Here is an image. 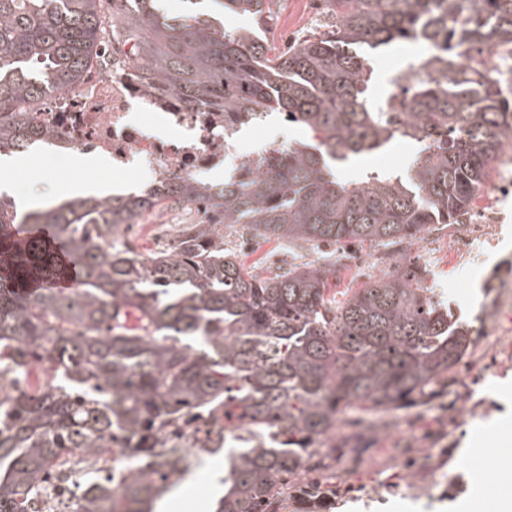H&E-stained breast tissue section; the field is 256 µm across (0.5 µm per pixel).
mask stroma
Segmentation results:
<instances>
[{"label": "stroma", "mask_w": 512, "mask_h": 512, "mask_svg": "<svg viewBox=\"0 0 512 512\" xmlns=\"http://www.w3.org/2000/svg\"><path fill=\"white\" fill-rule=\"evenodd\" d=\"M273 10L265 29L282 48L328 32L334 22L322 0H275ZM419 50V45L405 44L370 55L371 105L385 101L391 72ZM417 153V146L398 140L385 153L369 154L365 168L348 166L336 175L361 179L365 170L383 168L387 154L393 158L392 171L402 174ZM34 157V163L15 172L25 182L23 206L68 197L70 186L90 182L73 163L53 159L50 149L36 150ZM224 244L238 250L248 265L261 260L273 267L335 263L339 273L329 284L334 293L365 287L388 273L415 277L454 320L471 328L492 317L498 303L512 295V194L500 197L485 188L462 223L430 228L411 243H341L331 251L300 241L264 242L241 230L225 236ZM400 428L408 447L454 449V461L464 476L466 489L452 508L437 506L430 512H499L501 501L512 500V356L502 361L499 373L455 384L451 397L402 412ZM223 476L224 456L219 453L209 458L206 469L186 476L160 512H214L217 481Z\"/></svg>", "instance_id": "obj_1"}]
</instances>
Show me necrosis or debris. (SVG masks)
<instances>
[{
    "instance_id": "1",
    "label": "necrosis or debris",
    "mask_w": 512,
    "mask_h": 512,
    "mask_svg": "<svg viewBox=\"0 0 512 512\" xmlns=\"http://www.w3.org/2000/svg\"><path fill=\"white\" fill-rule=\"evenodd\" d=\"M34 119L54 134L61 152L107 155L113 173L135 176L139 185L152 188L216 169L236 176L242 168L256 167L261 156L288 147L284 140L267 142L263 125L257 123L254 148L238 153L241 131L225 128L221 109L199 105L188 109L168 92L143 87L130 60L123 57L76 91L56 98ZM476 346L482 356L461 365L462 379L494 374L501 355L512 349V336L503 335L498 322L490 321L482 327ZM387 471L399 477L389 486L399 496L428 502L437 491L458 487L450 460L431 458L425 448H385L350 462L337 460L331 467L332 474L357 487L364 476Z\"/></svg>"
}]
</instances>
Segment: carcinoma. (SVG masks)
Wrapping results in <instances>:
<instances>
[{
	"instance_id": "carcinoma-1",
	"label": "carcinoma",
	"mask_w": 512,
	"mask_h": 512,
	"mask_svg": "<svg viewBox=\"0 0 512 512\" xmlns=\"http://www.w3.org/2000/svg\"><path fill=\"white\" fill-rule=\"evenodd\" d=\"M227 2L258 22L273 15L272 0ZM325 2L332 30L281 50L246 29L164 17L153 0H0V153L48 142L32 113L109 65L113 40L145 87L216 106L228 127L276 112L317 140L222 185L184 181L24 214L0 195V379L14 390L0 406V512H32L50 471L76 451L108 454L116 434L146 468L128 484L89 477L75 512H152L221 450L216 512H268L285 476L361 453L393 413L455 383L471 331L409 279L387 275L337 301L326 298L335 264L263 276L203 224L180 225L177 245L148 259L121 239L124 225L192 203L226 229L317 245L404 242L460 223L512 143V98L463 54L512 44V0ZM403 43L426 47L435 77L375 109L356 48ZM395 139L428 144L413 175H334L333 164ZM40 224L81 269L75 287L27 288L29 274L55 273L37 246L17 249L15 229ZM197 420L220 428L218 446L167 444L169 428ZM296 486L307 512L336 495L316 480Z\"/></svg>"
}]
</instances>
